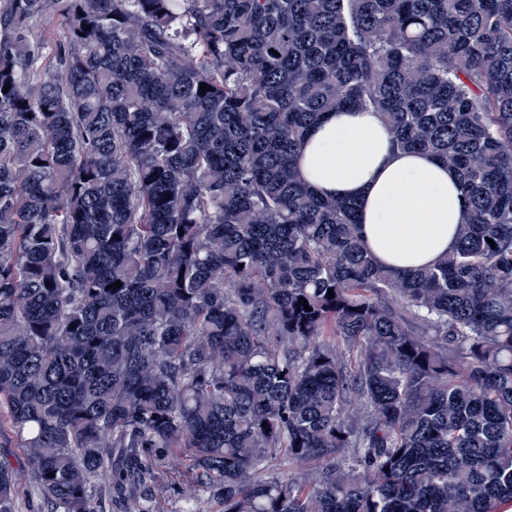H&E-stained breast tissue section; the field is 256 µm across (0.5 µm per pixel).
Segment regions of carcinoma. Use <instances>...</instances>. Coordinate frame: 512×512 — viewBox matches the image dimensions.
<instances>
[{
    "instance_id": "obj_1",
    "label": "carcinoma",
    "mask_w": 512,
    "mask_h": 512,
    "mask_svg": "<svg viewBox=\"0 0 512 512\" xmlns=\"http://www.w3.org/2000/svg\"><path fill=\"white\" fill-rule=\"evenodd\" d=\"M52 2L48 61L47 0H0V431L51 512H156L175 448L181 512L511 502L512 0ZM351 108L458 172L435 264L296 177Z\"/></svg>"
}]
</instances>
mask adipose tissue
Instances as JSON below:
<instances>
[{
    "label": "adipose tissue",
    "instance_id": "ef3b65f1",
    "mask_svg": "<svg viewBox=\"0 0 512 512\" xmlns=\"http://www.w3.org/2000/svg\"><path fill=\"white\" fill-rule=\"evenodd\" d=\"M298 174L319 194L359 201L362 240L385 265L427 266L457 244L464 199L456 173L432 156L395 149L378 113L338 112L317 125Z\"/></svg>",
    "mask_w": 512,
    "mask_h": 512
}]
</instances>
